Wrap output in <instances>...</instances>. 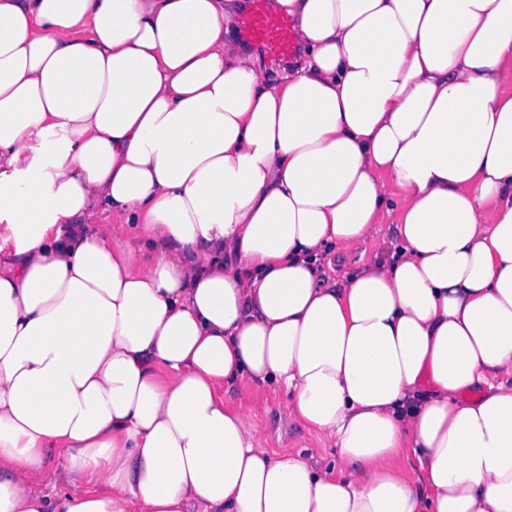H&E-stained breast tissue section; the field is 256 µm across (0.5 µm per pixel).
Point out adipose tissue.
I'll return each instance as SVG.
<instances>
[{"instance_id":"1","label":"adipose tissue","mask_w":512,"mask_h":512,"mask_svg":"<svg viewBox=\"0 0 512 512\" xmlns=\"http://www.w3.org/2000/svg\"><path fill=\"white\" fill-rule=\"evenodd\" d=\"M273 7L0 0V512H512V0ZM250 5L251 0L249 1L247 9L239 18L235 32L236 38L240 42L256 48L264 58L265 64L271 71L272 76L281 78L287 74L282 72L281 66H290L298 59L300 60L305 53L303 47L298 42V47L296 46L295 30L293 27L294 21L291 17L292 22L287 16L269 13L265 9L264 0H254L252 11L242 21V36L249 41L261 45L273 60L279 61L286 59L292 56L297 49L296 54L287 61L275 62L265 54L261 47L243 40L239 34L241 19L249 12ZM397 221V210L393 209L391 214H383L380 219V223L378 226L380 227L379 233L371 238L367 243L363 246L366 250V257L374 253L375 251H381L384 248V240H388L391 238L394 225ZM330 257L332 259L331 268L324 263V272L328 277L340 279L358 264L361 255L360 252L350 253L334 249L330 251ZM225 398L252 416L265 448L304 453L322 468L338 464V448L333 444L319 439L296 422L280 419L279 409L286 398L285 393L265 389L238 398L233 390L225 389Z\"/></svg>"}]
</instances>
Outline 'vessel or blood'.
<instances>
[{
    "mask_svg": "<svg viewBox=\"0 0 512 512\" xmlns=\"http://www.w3.org/2000/svg\"><path fill=\"white\" fill-rule=\"evenodd\" d=\"M242 36L261 45L274 60L292 56L296 49L295 30L287 16L269 13L264 0H254V7L241 25Z\"/></svg>",
    "mask_w": 512,
    "mask_h": 512,
    "instance_id": "b4317fda",
    "label": "vessel or blood"
}]
</instances>
